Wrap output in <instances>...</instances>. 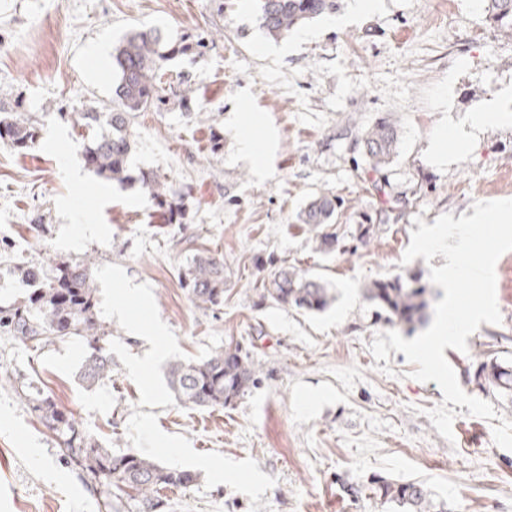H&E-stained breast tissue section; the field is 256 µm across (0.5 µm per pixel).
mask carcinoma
Wrapping results in <instances>:
<instances>
[{"instance_id":"carcinoma-1","label":"carcinoma","mask_w":512,"mask_h":512,"mask_svg":"<svg viewBox=\"0 0 512 512\" xmlns=\"http://www.w3.org/2000/svg\"><path fill=\"white\" fill-rule=\"evenodd\" d=\"M259 24L264 32L279 38L319 17L336 12V0H259ZM486 21L503 38L512 39V0H483ZM186 41H171L157 28L132 31L114 49L112 68L116 72L112 108L100 112L88 108L78 113L87 131L84 145L86 163L111 182L129 179L127 161L133 150L134 120L163 101V71L181 55L192 50ZM352 143L363 145L364 160L353 159L354 169L374 189L385 192L387 167L396 154L398 132L387 121L353 126ZM37 137L36 127L20 119L11 109L0 106V141L25 152ZM143 187L155 200L166 224L178 223L181 192L148 179ZM340 200L331 191L314 195L298 214V223L315 233L320 249L333 251L337 239L325 231L336 223ZM22 277L38 287L21 302L0 306V334L25 346L79 338L86 346L80 379L91 387L112 377L108 353L109 332L95 317L96 288L89 265L59 262L47 274L38 267H25ZM188 294L200 308L224 302V261L215 254L198 255L184 277ZM427 288L417 275L378 279L367 286L365 295L387 314L390 322L409 329L426 317ZM260 298L278 305L294 306L307 312L327 309L334 300L327 282L303 269L280 268ZM256 368L239 349L220 348L200 361L175 360L168 370L175 398L188 407H224L244 395L254 383ZM474 376L492 392L512 397V366L497 357L480 356ZM29 409L54 434L64 459L84 479L103 490L99 512H161L159 491L186 488L196 480L187 470L167 468L133 451L114 452L91 437L74 414L60 409L53 396L30 385L23 392ZM380 498L400 512H447L430 498L419 482L378 483Z\"/></svg>"}]
</instances>
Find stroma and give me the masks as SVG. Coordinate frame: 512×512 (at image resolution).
Listing matches in <instances>:
<instances>
[{"instance_id": "1", "label": "stroma", "mask_w": 512, "mask_h": 512, "mask_svg": "<svg viewBox=\"0 0 512 512\" xmlns=\"http://www.w3.org/2000/svg\"><path fill=\"white\" fill-rule=\"evenodd\" d=\"M479 0H380L346 22L320 19L280 39L259 26L257 0H0V103L39 130L35 147L0 142V305L32 283L19 264L52 270L87 261L96 318L110 332L112 378L79 379L85 346L73 338L38 350L0 335V512H98L99 495L66 463L31 415V384L71 410L113 451L133 450L196 474L165 489L164 512H395L374 478L424 482L449 512H512V451L493 441L490 421L461 407L453 440L426 412L443 401L436 382L390 352L376 368L375 335L391 328L362 296L372 281L428 274L444 264L403 262L415 218L471 213L477 201L512 198V118L474 132L468 154L436 161L433 140L465 125L490 100L512 111V40L498 37ZM159 28L195 48L170 63L165 102L141 113L127 184L105 182L85 163L77 114L112 107V53L131 30ZM266 164L257 176L237 146L245 119ZM399 132L388 191L409 205L381 222L382 196L359 180L343 132L379 119ZM220 134V150L211 137ZM182 189L181 223H162L143 178ZM341 201L331 227L335 251H321L296 215L313 195ZM371 226L361 240L362 226ZM224 259V302L197 307L182 274L200 252ZM284 265L325 280L336 299L304 313L261 301L264 281ZM137 287L143 299L127 296ZM502 321L481 324L467 352L445 348L462 389L512 420V401L474 379L488 354L512 363V251L496 265ZM127 305L139 334L112 314ZM164 345L149 371L129 365L148 349L155 323ZM239 347L257 381L224 408L176 402L168 364ZM223 462L229 477L206 468Z\"/></svg>"}]
</instances>
